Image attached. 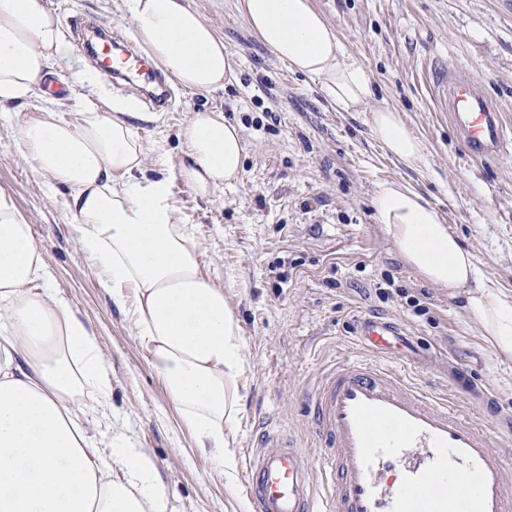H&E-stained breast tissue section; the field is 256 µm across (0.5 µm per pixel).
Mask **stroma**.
Instances as JSON below:
<instances>
[{
  "label": "stroma",
  "mask_w": 512,
  "mask_h": 512,
  "mask_svg": "<svg viewBox=\"0 0 512 512\" xmlns=\"http://www.w3.org/2000/svg\"><path fill=\"white\" fill-rule=\"evenodd\" d=\"M48 2L61 23L92 14L134 33L126 0ZM188 2L223 39L236 78L209 94L176 86L172 108L137 127L145 178H166L203 274L240 320L247 363L237 378L240 413L226 429L233 474L183 422L147 344L113 304L103 272L81 248L66 187L51 186L16 151L18 130L0 112V190L31 225L51 295L93 332L112 382L104 409L85 396L74 404L100 452L111 455L118 435L149 458L167 512H249L245 453L269 427L315 448L306 393L339 360L366 358L349 333L359 310L404 321L431 356L412 382L469 414L488 410L485 426L512 448V361L499 360L466 322L461 298L405 263L371 205L381 182L416 190L472 252L482 277L512 291V157L467 162L431 81L434 68L449 63L469 70L501 100L512 126V0H314L347 59L369 72L373 104L396 109L424 142L417 168L386 152L364 113L336 111L314 80L278 61L251 35L236 0ZM55 81L101 112L122 97L77 50ZM205 111L237 122L245 147L237 179L209 198L179 174V130Z\"/></svg>",
  "instance_id": "stroma-1"
}]
</instances>
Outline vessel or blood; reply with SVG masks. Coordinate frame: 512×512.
<instances>
[{"label":"vessel or blood","instance_id":"1","mask_svg":"<svg viewBox=\"0 0 512 512\" xmlns=\"http://www.w3.org/2000/svg\"><path fill=\"white\" fill-rule=\"evenodd\" d=\"M71 30L100 37L89 51L104 81L144 111L169 108L170 78L125 34L88 16ZM438 98L468 159L512 147L502 104L467 70L449 66ZM350 331L375 361L334 366L309 394L318 450L279 430L261 433L244 458L252 512H512V455L499 438L387 367L419 348L404 324L360 312Z\"/></svg>","mask_w":512,"mask_h":512}]
</instances>
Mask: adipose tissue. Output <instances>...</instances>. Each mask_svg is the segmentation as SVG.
Returning <instances> with one entry per match:
<instances>
[{
	"label": "adipose tissue",
	"instance_id": "adipose-tissue-1",
	"mask_svg": "<svg viewBox=\"0 0 512 512\" xmlns=\"http://www.w3.org/2000/svg\"><path fill=\"white\" fill-rule=\"evenodd\" d=\"M127 4L138 41L182 86L212 92L232 80L230 53L187 0ZM237 9L253 35L289 70L318 82L337 111L367 113L374 138L392 156L411 168L424 162L422 140L397 110L372 105L369 72L346 59L313 0H237ZM69 56L46 0H0V110L19 106L10 115L16 148L70 188L67 208L84 253L148 345L184 422L224 468H234L224 427L238 414L235 383L245 364L239 321L223 289L203 275L166 179L137 176L145 144L135 107H89L68 120L56 99L40 97ZM179 137L186 155L180 175L197 195L212 196L236 179L243 137L222 112L195 113ZM373 208L406 262L425 282L464 296L467 318L498 358L511 361L512 292L482 278L439 210L396 181L378 185ZM48 278L30 224L0 191V512H167L164 492L151 482V460L129 446L99 456L72 411L81 395L106 405L111 384L92 332L49 296ZM116 464L126 480H113Z\"/></svg>",
	"mask_w": 512,
	"mask_h": 512
}]
</instances>
